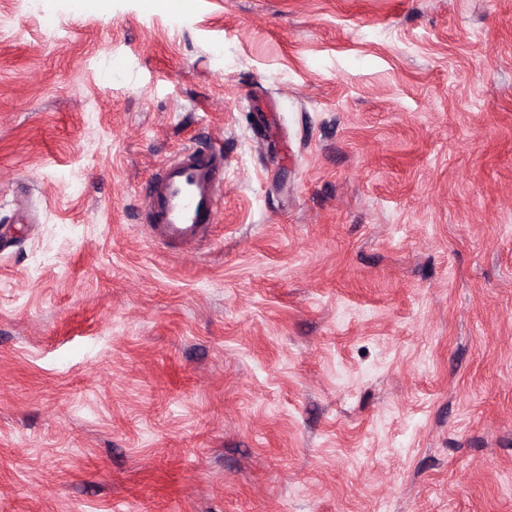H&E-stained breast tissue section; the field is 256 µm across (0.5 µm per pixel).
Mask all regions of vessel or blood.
<instances>
[{
  "mask_svg": "<svg viewBox=\"0 0 512 512\" xmlns=\"http://www.w3.org/2000/svg\"><path fill=\"white\" fill-rule=\"evenodd\" d=\"M224 197L221 139L177 153L152 174L142 202L144 227L161 247H195L206 242Z\"/></svg>",
  "mask_w": 512,
  "mask_h": 512,
  "instance_id": "1",
  "label": "vessel or blood"
}]
</instances>
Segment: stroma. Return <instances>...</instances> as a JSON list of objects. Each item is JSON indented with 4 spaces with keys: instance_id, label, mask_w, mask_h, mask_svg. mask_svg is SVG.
<instances>
[{
    "instance_id": "obj_1",
    "label": "stroma",
    "mask_w": 512,
    "mask_h": 512,
    "mask_svg": "<svg viewBox=\"0 0 512 512\" xmlns=\"http://www.w3.org/2000/svg\"><path fill=\"white\" fill-rule=\"evenodd\" d=\"M0 512H512V0H0ZM223 197L224 146L214 137L155 170L142 202L143 227L163 248L198 246L209 239Z\"/></svg>"
}]
</instances>
